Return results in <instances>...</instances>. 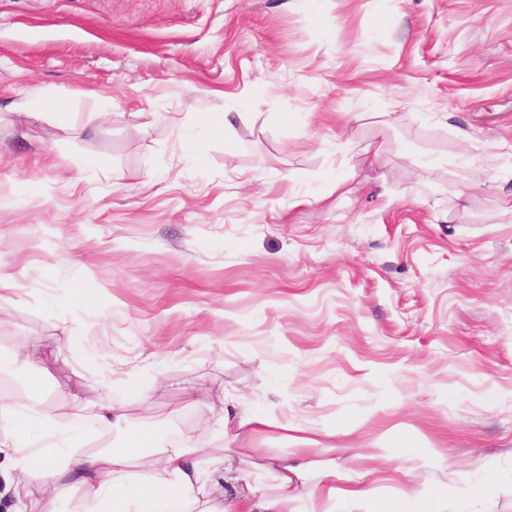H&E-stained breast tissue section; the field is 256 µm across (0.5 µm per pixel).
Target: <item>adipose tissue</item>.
<instances>
[{
	"label": "adipose tissue",
	"instance_id": "1",
	"mask_svg": "<svg viewBox=\"0 0 512 512\" xmlns=\"http://www.w3.org/2000/svg\"><path fill=\"white\" fill-rule=\"evenodd\" d=\"M87 426L67 428L42 410L41 388L31 381L23 397L0 404V474L6 488H22L28 498L65 500L82 495V512H209L212 478L197 460V446L163 430L129 435L121 448H90L92 439L111 434L124 419L121 407L104 396L95 402ZM159 453L146 470L135 462ZM304 464L271 462L273 493L253 491L243 512H288Z\"/></svg>",
	"mask_w": 512,
	"mask_h": 512
}]
</instances>
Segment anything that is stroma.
Segmentation results:
<instances>
[{"label":"stroma","mask_w":512,"mask_h":512,"mask_svg":"<svg viewBox=\"0 0 512 512\" xmlns=\"http://www.w3.org/2000/svg\"><path fill=\"white\" fill-rule=\"evenodd\" d=\"M0 268L6 397L230 458L216 512L310 447L288 512H512V0H0Z\"/></svg>","instance_id":"obj_1"}]
</instances>
